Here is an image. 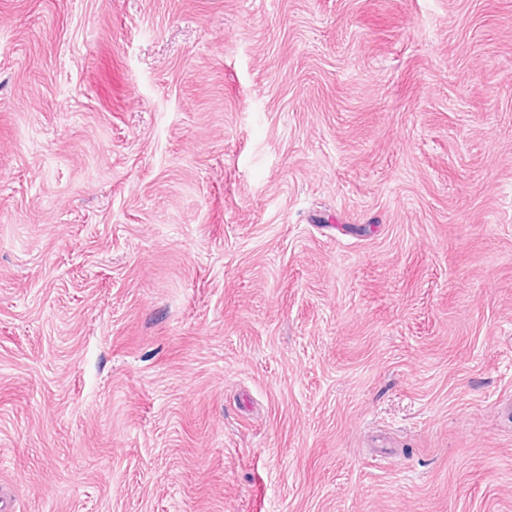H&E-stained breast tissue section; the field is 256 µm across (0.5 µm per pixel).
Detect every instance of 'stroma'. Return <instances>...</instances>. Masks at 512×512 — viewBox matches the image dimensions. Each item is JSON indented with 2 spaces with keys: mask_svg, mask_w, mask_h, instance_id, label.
<instances>
[{
  "mask_svg": "<svg viewBox=\"0 0 512 512\" xmlns=\"http://www.w3.org/2000/svg\"><path fill=\"white\" fill-rule=\"evenodd\" d=\"M6 512H512V0H0Z\"/></svg>",
  "mask_w": 512,
  "mask_h": 512,
  "instance_id": "1",
  "label": "stroma"
}]
</instances>
